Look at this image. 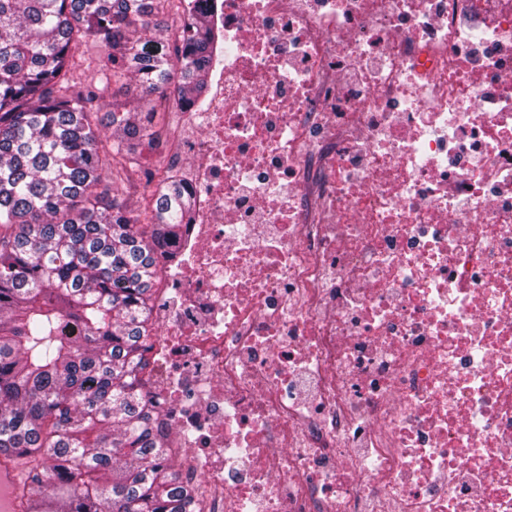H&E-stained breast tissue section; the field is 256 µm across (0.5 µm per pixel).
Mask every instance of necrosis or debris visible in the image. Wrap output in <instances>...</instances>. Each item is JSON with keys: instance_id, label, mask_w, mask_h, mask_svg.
<instances>
[{"instance_id": "4bbe7bcc", "label": "necrosis or debris", "mask_w": 512, "mask_h": 512, "mask_svg": "<svg viewBox=\"0 0 512 512\" xmlns=\"http://www.w3.org/2000/svg\"><path fill=\"white\" fill-rule=\"evenodd\" d=\"M144 392L199 512H512V0H223Z\"/></svg>"}]
</instances>
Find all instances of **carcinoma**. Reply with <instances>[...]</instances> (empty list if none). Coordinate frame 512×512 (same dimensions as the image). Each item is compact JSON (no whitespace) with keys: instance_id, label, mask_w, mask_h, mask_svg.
I'll return each mask as SVG.
<instances>
[{"instance_id":"obj_1","label":"carcinoma","mask_w":512,"mask_h":512,"mask_svg":"<svg viewBox=\"0 0 512 512\" xmlns=\"http://www.w3.org/2000/svg\"><path fill=\"white\" fill-rule=\"evenodd\" d=\"M215 5L0 0V452L25 457L36 512H197L140 380L192 191L168 171L137 210L111 199L114 171L158 138L157 110L76 90L71 73L91 38L112 80L193 108L224 50ZM171 10L173 51L156 34Z\"/></svg>"}]
</instances>
